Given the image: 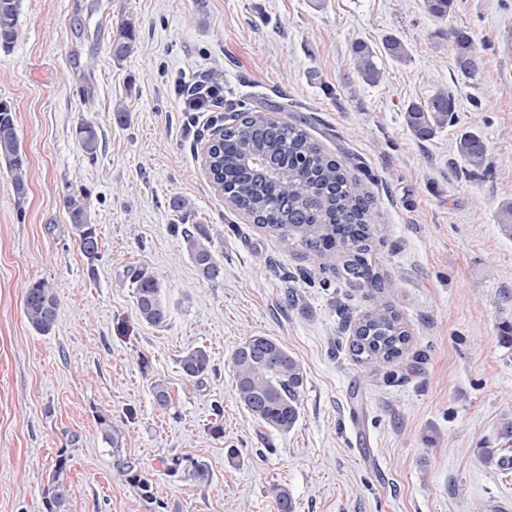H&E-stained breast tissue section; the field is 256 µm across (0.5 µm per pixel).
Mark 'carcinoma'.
Segmentation results:
<instances>
[{
    "label": "carcinoma",
    "mask_w": 512,
    "mask_h": 512,
    "mask_svg": "<svg viewBox=\"0 0 512 512\" xmlns=\"http://www.w3.org/2000/svg\"><path fill=\"white\" fill-rule=\"evenodd\" d=\"M20 0H0V50L12 48L17 36ZM136 46L132 23L122 24L111 43L112 56L121 61ZM355 68L360 78L375 85L382 73L374 62L371 48L358 44L354 49ZM454 55L458 68L470 73L475 62L471 39L455 35ZM456 112L452 91L439 90L420 102H411L404 111L406 126L415 136L426 139L451 122ZM76 135L83 152L93 158L99 149V135L90 125H82ZM458 153L473 170L487 167V147L476 132L461 134ZM257 154L265 166L277 172V191L281 211L278 224L268 228L279 239L314 254L329 267L342 265L345 278L375 284L367 255L372 248L373 233L367 223L369 202L359 193L357 182L346 174L342 164L327 154L301 128L280 122L268 113L247 110L224 127V135L212 144V181L224 184L240 205L261 222L266 217L267 183L258 169H244L240 155ZM9 169L15 192L22 199L27 193L26 155L17 133L14 111L0 101V163ZM313 176L321 194L322 214L314 217L299 205L306 182L301 172ZM68 217L84 252L94 257L99 243L95 229L88 222L84 204L75 197L68 200ZM496 223L503 235L512 238V200L505 199L496 213ZM187 253L205 276L216 271L208 235L200 224L181 229ZM132 288L136 312L140 319L160 327L168 318V308L157 279L142 272L133 277ZM59 299L54 288L35 282L26 288L23 312L31 327L42 335L50 333L56 323ZM410 341L401 316L389 305L375 308L358 327L350 350L366 363H391L400 359ZM183 374L189 380H202L211 371L212 357L203 347L188 349L180 359ZM235 391L241 405L261 425L286 433L299 419L300 392L304 375L300 364L279 342L268 336H251L231 356ZM66 462L58 460L51 483L45 491L46 512H68L70 486L65 477Z\"/></svg>",
    "instance_id": "obj_1"
}]
</instances>
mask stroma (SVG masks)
<instances>
[{"instance_id":"stroma-1","label":"stroma","mask_w":512,"mask_h":512,"mask_svg":"<svg viewBox=\"0 0 512 512\" xmlns=\"http://www.w3.org/2000/svg\"><path fill=\"white\" fill-rule=\"evenodd\" d=\"M125 21L136 49L118 61L111 42ZM507 30L512 0H454L443 18L424 0H21L14 46L0 51V100L14 109L28 182L18 198L0 165V512H45L62 458L69 512H279L277 485L293 512H512V238L495 221L512 196ZM458 31L476 48L474 73L455 64ZM389 35L403 60L386 52ZM360 43L379 84L356 72ZM195 72L224 95L188 114L174 81ZM439 89L453 90L456 121L417 138L404 109ZM279 104L277 120L303 128L371 196L381 288L349 283L210 183L204 137ZM83 124L98 131L96 157L78 145ZM467 131L486 143V171L458 154ZM73 196L96 230V260L71 231ZM177 197L208 232L211 276L171 231ZM135 269L161 284L164 326L138 317ZM37 281L60 301L46 335L23 313ZM381 303L401 315L409 349L363 363L353 329ZM254 335L303 370L288 432L258 425L236 399L230 357ZM195 346L212 355L200 381L179 363ZM104 417L119 448L103 439ZM119 456L133 478L118 475ZM186 458L208 465V481L172 469Z\"/></svg>"}]
</instances>
